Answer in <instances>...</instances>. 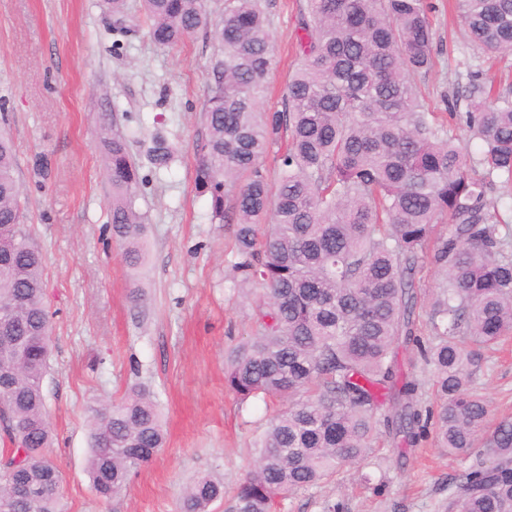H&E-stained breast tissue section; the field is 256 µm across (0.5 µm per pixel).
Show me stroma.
<instances>
[{"label": "stroma", "mask_w": 512, "mask_h": 512, "mask_svg": "<svg viewBox=\"0 0 512 512\" xmlns=\"http://www.w3.org/2000/svg\"><path fill=\"white\" fill-rule=\"evenodd\" d=\"M430 2L437 66L419 84L433 105L469 65L494 87L512 82V55L488 58L448 0ZM304 3L266 0L276 51L265 108L282 106ZM126 13L131 32L118 38L105 0H0V125L16 145L54 328L43 383L49 455L64 474L66 512H178L184 486L200 472L223 479L224 498L212 512H226L255 465L253 442L279 405L260 397L238 404L224 383L229 350L252 334L256 297L231 270L233 225L211 223L210 197L194 183L215 47L202 31L158 46L141 0H127ZM110 113L148 179L136 202L146 217V259L134 273L107 228L112 186L97 132ZM158 134L176 152L160 171L147 158ZM136 286L145 306L130 301ZM139 382L157 396L166 444L104 501L86 471L91 410ZM472 387L495 417L512 416V341L482 356ZM465 466L431 442L401 447L384 434L365 463L288 495L275 512H446Z\"/></svg>", "instance_id": "obj_1"}]
</instances>
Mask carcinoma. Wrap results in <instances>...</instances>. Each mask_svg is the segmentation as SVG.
I'll return each mask as SVG.
<instances>
[{
    "label": "carcinoma",
    "mask_w": 512,
    "mask_h": 512,
    "mask_svg": "<svg viewBox=\"0 0 512 512\" xmlns=\"http://www.w3.org/2000/svg\"><path fill=\"white\" fill-rule=\"evenodd\" d=\"M149 36L174 46L199 30L220 56L211 63L199 115L195 186L210 196V220L232 222V270L259 298L254 335L228 354L225 381L243 402L260 393L285 404L257 442L258 462L229 512H273L277 500L366 460L380 429L413 447L432 436L468 456L450 512H512V418L489 427L491 408L471 390L481 350L512 336V232L501 234L496 187L512 198V87L497 94L469 75L462 116L475 152L448 137L414 78L434 67L426 0H307L297 23L299 63L282 109L260 106L274 61L261 0H143ZM112 33L130 32L124 0ZM470 42L512 54V0H458ZM116 118L99 141L112 184L110 231L127 269L144 261V178ZM274 152L271 182L262 159ZM157 170L173 153L157 136ZM17 156L0 131V310L9 313L14 355L0 357V512H64L63 472L46 455L52 430L43 382L50 369L51 315L44 259L21 202ZM443 225L439 234L435 226ZM439 268L430 334H416L421 264ZM414 346L439 398L398 379L394 347ZM392 411L380 418L384 400ZM153 390L138 386L94 410L87 472L96 495L118 496L164 447ZM41 488L18 498L13 476ZM224 481L201 474L180 512H210Z\"/></svg>",
    "instance_id": "1"
}]
</instances>
